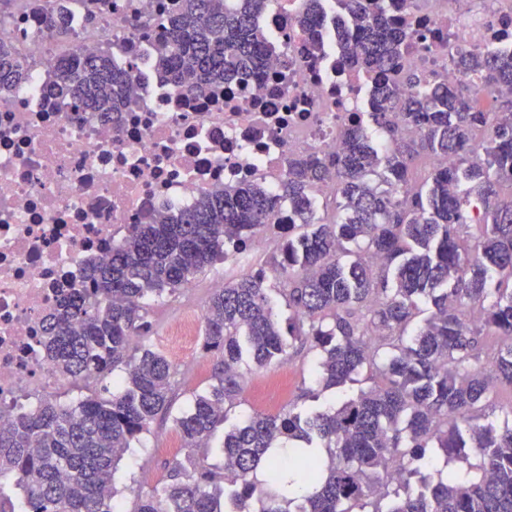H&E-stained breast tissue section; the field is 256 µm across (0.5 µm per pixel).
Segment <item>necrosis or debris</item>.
<instances>
[{
    "mask_svg": "<svg viewBox=\"0 0 512 512\" xmlns=\"http://www.w3.org/2000/svg\"><path fill=\"white\" fill-rule=\"evenodd\" d=\"M180 0H108L87 21L88 0H68L70 39L58 44L47 14L21 8L0 21L29 70L0 97V414L66 385L39 345L57 299L133 225L192 208L207 191L259 175L278 181L295 156L335 154L352 124L373 121L382 86L399 95L396 69L448 79L464 89L477 75L461 55L512 53V0H385L412 46L395 70L368 75L339 65V32L350 25L323 0L321 48L298 34L302 0H271L256 17L268 36L265 76L196 94L151 67L154 33ZM111 48L134 65L122 111L111 120L70 111L47 97L42 78L72 51Z\"/></svg>",
    "mask_w": 512,
    "mask_h": 512,
    "instance_id": "necrosis-or-debris-1",
    "label": "necrosis or debris"
}]
</instances>
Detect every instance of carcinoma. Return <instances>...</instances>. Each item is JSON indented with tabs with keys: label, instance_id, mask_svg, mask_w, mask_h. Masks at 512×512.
<instances>
[{
	"label": "carcinoma",
	"instance_id": "obj_1",
	"mask_svg": "<svg viewBox=\"0 0 512 512\" xmlns=\"http://www.w3.org/2000/svg\"><path fill=\"white\" fill-rule=\"evenodd\" d=\"M224 2L182 0L157 33L158 74L178 86L192 76V92L263 77L267 36L254 17L266 0ZM341 5L356 21L340 40L344 64L385 71L406 52L384 0ZM322 20L321 0H303L305 43L319 45ZM459 64L484 89L512 85V55ZM132 76L108 48L74 52L45 87L76 112L105 116ZM24 78L15 47L0 41V94ZM399 82L416 93L402 99L384 87L372 99L383 152L353 126L341 152L294 158L273 187L258 177L135 224L58 299L39 344L61 376L100 378L122 365L123 380L109 398L45 399L0 420V478L15 476L19 490H0V512H117V465L171 414L172 363L151 349L131 353L132 337L151 327L148 301L275 226L284 235L265 265L212 291L203 316L210 383L173 417L187 454L137 494L133 512H512V427L488 420L499 386L512 387V194L499 192L512 183V97L485 112L473 95L414 70ZM420 152L433 166L417 183L410 162ZM329 179L336 196L322 200ZM470 226L478 235L461 239ZM297 343L317 353L321 388L363 371L371 385L338 407L247 414L224 432L221 464L211 463L210 443L240 403L242 365L277 367Z\"/></svg>",
	"mask_w": 512,
	"mask_h": 512
}]
</instances>
